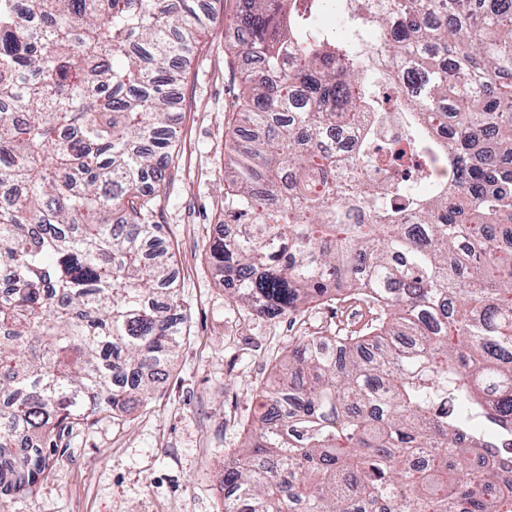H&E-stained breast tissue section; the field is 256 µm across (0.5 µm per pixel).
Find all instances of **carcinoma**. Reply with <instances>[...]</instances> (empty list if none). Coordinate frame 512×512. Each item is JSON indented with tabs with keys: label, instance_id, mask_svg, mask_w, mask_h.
I'll list each match as a JSON object with an SVG mask.
<instances>
[{
	"label": "carcinoma",
	"instance_id": "carcinoma-1",
	"mask_svg": "<svg viewBox=\"0 0 512 512\" xmlns=\"http://www.w3.org/2000/svg\"><path fill=\"white\" fill-rule=\"evenodd\" d=\"M234 2L229 48L259 66L212 266L261 317L338 296L369 319L279 360L224 463V512H512V0ZM215 16L0 0V486L21 497L61 433L150 399L181 346L154 214L171 86ZM403 80L405 136L383 143L380 91ZM404 159L448 182L361 175Z\"/></svg>",
	"mask_w": 512,
	"mask_h": 512
}]
</instances>
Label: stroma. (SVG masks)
I'll list each match as a JSON object with an SVG mask.
<instances>
[{
    "label": "stroma",
    "mask_w": 512,
    "mask_h": 512,
    "mask_svg": "<svg viewBox=\"0 0 512 512\" xmlns=\"http://www.w3.org/2000/svg\"><path fill=\"white\" fill-rule=\"evenodd\" d=\"M234 10L224 0L172 89L180 138L158 222L174 255L183 343L147 403L58 438L52 475L17 512H224V459L256 416L257 388L300 337L343 322L340 301L312 304L296 321L256 317L228 296L209 260L233 179L225 144L243 66L227 47Z\"/></svg>",
    "instance_id": "1"
}]
</instances>
